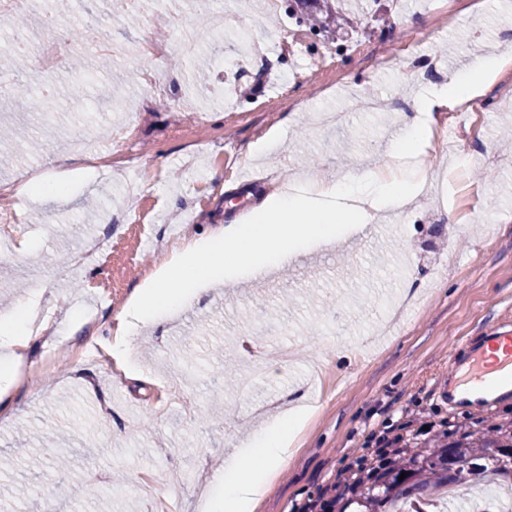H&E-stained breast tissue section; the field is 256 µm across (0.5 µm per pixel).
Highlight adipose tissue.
<instances>
[{
	"label": "adipose tissue",
	"instance_id": "adipose-tissue-1",
	"mask_svg": "<svg viewBox=\"0 0 512 512\" xmlns=\"http://www.w3.org/2000/svg\"><path fill=\"white\" fill-rule=\"evenodd\" d=\"M510 63V55L476 50L464 70L450 73L443 85L419 96L390 148L394 166L405 170V177L351 170L295 180L263 194L248 219L184 241L152 288L139 290L120 316L113 357L123 359L143 328L164 322L198 294L200 284L260 278L288 265L309 245L332 244L345 225L376 221L417 199L427 182L420 159L431 138L433 113L482 95L488 81ZM34 340L26 306L0 314V400L16 382L18 350ZM300 424L296 412L272 419L244 449L225 458L221 483L208 500L210 512H253L288 457L289 433Z\"/></svg>",
	"mask_w": 512,
	"mask_h": 512
}]
</instances>
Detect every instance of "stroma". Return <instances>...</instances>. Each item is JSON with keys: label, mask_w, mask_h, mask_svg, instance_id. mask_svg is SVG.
<instances>
[{"label": "stroma", "mask_w": 512, "mask_h": 512, "mask_svg": "<svg viewBox=\"0 0 512 512\" xmlns=\"http://www.w3.org/2000/svg\"><path fill=\"white\" fill-rule=\"evenodd\" d=\"M438 0H347L336 31L313 33L303 53L283 52L293 30L267 0H224L231 20L200 24L194 0H132L136 14L161 11L152 29L118 18L104 23V0H77L54 30L61 51L86 58L73 32L98 23L105 41L161 38L168 56H129L94 79V95L72 98L80 78L58 71L57 102L41 112L14 95V74L0 55V126L24 131L28 152L0 140V182L35 174L62 177L65 196L20 198L11 254L0 256V312L17 285H46L41 315L53 334L27 360L56 354L55 367L26 375L0 414V512H90L89 490L112 494V512H152L139 490L152 479L159 501L196 512L225 458L270 416L302 398L315 414L297 433L277 480L255 512H296L325 488L330 512H349L341 471L372 457L370 434L396 427L433 445L453 431L512 421V396L448 409L436 397L453 377L451 360L474 333L512 318V69L476 99V111L435 113L445 134L426 155L440 195L395 219L369 225L332 246L314 247L266 277L200 293L165 326L132 343L138 378L119 380L111 356L117 318L137 290L140 268L165 263L158 247L179 227L207 235L223 221L247 218L274 180L330 174L390 161L400 117L365 111L370 98L415 100V72L461 69L480 46L500 45L512 29V0H453L455 28L430 31ZM200 34L184 55L179 32ZM262 65L245 62L248 45ZM400 52L381 69V47ZM207 59V79L197 74ZM151 69L155 82L139 73ZM121 99L119 111L98 97ZM279 132V150L247 159L246 149ZM97 142L101 167L59 170L80 139ZM99 208L92 222L87 198ZM108 241L97 264L74 258L88 239ZM290 348L292 361L251 370L266 351ZM432 423L436 436L417 430ZM72 459L57 471L59 456Z\"/></svg>", "instance_id": "stroma-1"}]
</instances>
